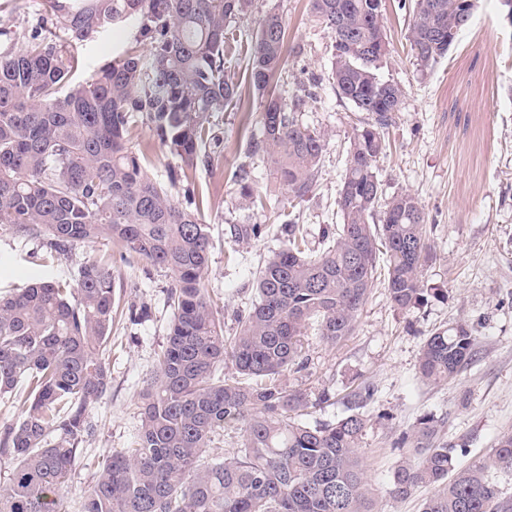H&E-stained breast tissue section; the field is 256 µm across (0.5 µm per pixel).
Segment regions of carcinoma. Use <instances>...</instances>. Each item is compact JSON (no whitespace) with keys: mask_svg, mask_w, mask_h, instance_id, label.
I'll list each match as a JSON object with an SVG mask.
<instances>
[{"mask_svg":"<svg viewBox=\"0 0 512 512\" xmlns=\"http://www.w3.org/2000/svg\"><path fill=\"white\" fill-rule=\"evenodd\" d=\"M252 0H46L56 32L35 31L16 48L0 42V225L43 237L50 251L108 240L123 252L165 269L172 319L165 348L140 410L135 448L106 458L84 493L83 512H374L359 453L367 421L359 413L310 426L296 419L309 395L278 382L304 364L307 330L339 343L354 330L378 279L401 310L422 301V266L430 245L418 199L400 193L369 221L382 195L375 171L386 150L384 129L403 91L376 70L387 53L381 29L384 0H310L313 16L333 38L332 86L372 122L354 130L337 199L343 224L316 253L299 225L281 232L288 244L267 257L256 298L238 315L241 329L224 339L223 315L203 276L211 238L202 204L191 210L172 189L198 165L211 167L206 124L241 103L239 85L224 68L229 27ZM477 0H410L409 40L427 66L448 54ZM137 23L132 44L88 79L72 83L78 49L100 34ZM287 34L271 10L259 22L249 79L261 95V136L288 192L291 209L307 201L326 149L324 134L299 113L315 94L292 103ZM141 122L161 147L182 160L167 182L150 177L144 151L129 146ZM265 224H235L239 241L259 239ZM116 277L85 259L75 282L37 279L0 294V395L18 383L29 389L22 420L0 431V456L14 462L0 484V512H61V494L83 437L89 408L110 386L103 351L112 327ZM474 338L458 324L432 333L419 359L422 377L454 378L471 361ZM236 371L224 376V363ZM243 424L240 447L204 460L224 425ZM432 421L422 422L415 457L394 472L391 497L421 485L436 487L423 512H512L486 472L512 471V433L492 455L455 468L453 449L435 445Z\"/></svg>","mask_w":512,"mask_h":512,"instance_id":"carcinoma-1","label":"carcinoma"}]
</instances>
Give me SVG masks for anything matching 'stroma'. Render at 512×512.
Returning <instances> with one entry per match:
<instances>
[{"label": "stroma", "instance_id": "1", "mask_svg": "<svg viewBox=\"0 0 512 512\" xmlns=\"http://www.w3.org/2000/svg\"><path fill=\"white\" fill-rule=\"evenodd\" d=\"M273 8L283 15L289 46L303 48L287 58L285 97L312 79L321 81L316 101L300 118L324 131L327 147L311 198L292 215L315 250L324 247L323 229L342 221L336 200L349 139L354 127L369 120L327 83L331 33L311 15L308 0H252L234 23L224 53L225 69L238 81L249 110L211 117L210 130L222 140L219 164L197 167L174 191L181 205L196 197L204 201L202 219L214 244L204 284L224 313L228 338L239 332L237 315L255 296L258 266L285 243L270 217L288 194L267 160L250 148L260 134L262 106L248 82V57L260 19ZM44 16L42 0H0V27L10 29L16 46L27 43ZM382 24L388 52L378 74L400 86L404 98L385 131L388 147L376 172L383 198L406 192L423 207L431 244L422 269L426 292L419 306L402 311L390 302L383 282H375L352 334L333 346L310 335L303 369L288 371L282 381L313 396L303 415L308 424L362 413L367 428L359 452L378 512H422L433 486L417 487L398 500L387 490L398 465L413 458L412 437L423 419L433 420L437 445L451 447L461 466L488 457L499 437L512 432V22L501 0H479L447 56L428 67L411 54L412 15L398 0H385ZM135 33L130 24L83 46L74 81L120 55ZM243 169L251 173L249 199L241 197L236 181ZM233 224H263L267 230L259 239L238 242L229 233ZM88 256L111 267L119 284L103 352L111 384L89 409L94 432L69 472L62 512H82L81 494L100 476L101 459L135 445L142 397L171 321V279L106 240L53 257L41 240L0 228V291L5 293L40 277L74 279ZM459 323L475 339L471 362L450 381L424 380L418 363L426 338ZM359 385L371 387L374 395L358 405L348 394ZM323 390L331 399L317 402Z\"/></svg>", "mask_w": 512, "mask_h": 512}]
</instances>
